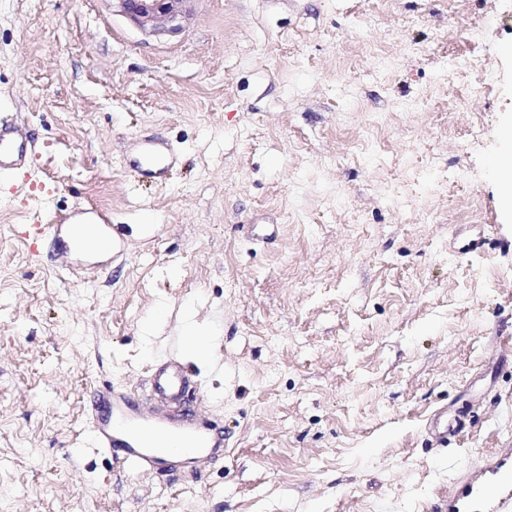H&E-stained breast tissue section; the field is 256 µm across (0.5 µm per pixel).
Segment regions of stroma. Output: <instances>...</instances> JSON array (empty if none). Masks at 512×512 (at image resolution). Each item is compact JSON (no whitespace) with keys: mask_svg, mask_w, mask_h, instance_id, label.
I'll return each mask as SVG.
<instances>
[{"mask_svg":"<svg viewBox=\"0 0 512 512\" xmlns=\"http://www.w3.org/2000/svg\"><path fill=\"white\" fill-rule=\"evenodd\" d=\"M187 8L154 37L0 0V119L35 143L0 172V512H436L512 448V0ZM172 354L223 455L114 468L96 388L144 402ZM437 414L466 420L438 448ZM88 223L75 225L72 230L69 228L66 241L71 250L74 248L84 251V255L95 257L104 253L109 247L110 242L102 232L97 233Z\"/></svg>","mask_w":512,"mask_h":512,"instance_id":"1","label":"stroma"}]
</instances>
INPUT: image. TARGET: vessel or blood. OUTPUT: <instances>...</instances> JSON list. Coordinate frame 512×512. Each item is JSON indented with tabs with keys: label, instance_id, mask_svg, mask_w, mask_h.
Here are the masks:
<instances>
[{
	"label": "vessel or blood",
	"instance_id": "obj_1",
	"mask_svg": "<svg viewBox=\"0 0 512 512\" xmlns=\"http://www.w3.org/2000/svg\"><path fill=\"white\" fill-rule=\"evenodd\" d=\"M29 140L17 124L0 122V170L22 163ZM162 401L179 404L189 389L186 371L177 361L156 370L151 382ZM98 402L107 415L92 414L90 425L94 440L101 448H118L125 465L149 473L165 458H183L202 463L223 454L222 436L212 433L206 422L169 414L153 406H131L111 388L98 393ZM148 434H160L172 442L171 449L154 448L144 443ZM445 512H512V450L501 449L488 464L475 471L461 486L449 493Z\"/></svg>",
	"mask_w": 512,
	"mask_h": 512
}]
</instances>
